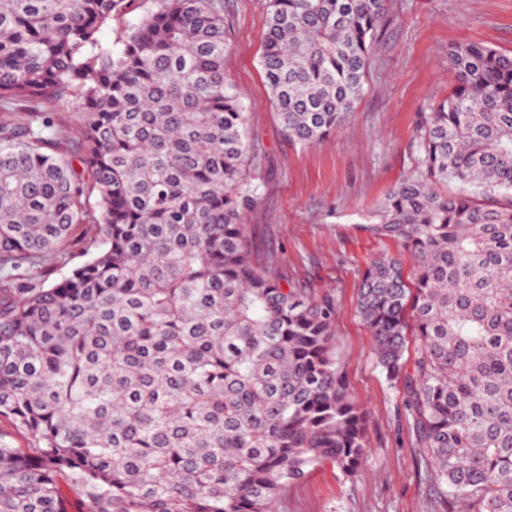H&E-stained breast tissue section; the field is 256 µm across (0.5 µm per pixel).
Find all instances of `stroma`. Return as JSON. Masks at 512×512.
Returning a JSON list of instances; mask_svg holds the SVG:
<instances>
[{
    "label": "stroma",
    "mask_w": 512,
    "mask_h": 512,
    "mask_svg": "<svg viewBox=\"0 0 512 512\" xmlns=\"http://www.w3.org/2000/svg\"><path fill=\"white\" fill-rule=\"evenodd\" d=\"M223 4L224 76L246 107L254 152L249 242L276 257L277 275L292 286L333 293L337 352L354 399L370 412L362 472L348 481L320 467L289 487L279 512H434L425 467L394 408L396 390L357 313L364 268L388 255L408 269L412 258L361 224L414 168L416 115L453 83L449 47L472 41L512 54V0H389L366 97L336 135L309 147L285 139L268 98L259 66L267 0Z\"/></svg>",
    "instance_id": "35a3bbf8"
}]
</instances>
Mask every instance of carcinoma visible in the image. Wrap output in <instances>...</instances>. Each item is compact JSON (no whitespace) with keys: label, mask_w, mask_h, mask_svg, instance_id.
Wrapping results in <instances>:
<instances>
[{"label":"carcinoma","mask_w":512,"mask_h":512,"mask_svg":"<svg viewBox=\"0 0 512 512\" xmlns=\"http://www.w3.org/2000/svg\"><path fill=\"white\" fill-rule=\"evenodd\" d=\"M131 2L0 0V512H277L319 467L358 474L369 413L333 295L288 285L249 244L224 11L154 0L102 48ZM388 5L268 0L260 66L289 141L345 124ZM448 69L416 170L365 226L413 270L375 259L358 312L440 512H512V54L460 42ZM61 99L80 123L69 149L49 112L7 111ZM88 223L89 258L47 282L41 263ZM153 0H135L129 12L119 20L112 21L101 34V43L103 47L116 49L123 31L136 24L144 12L151 7Z\"/></svg>","instance_id":"carcinoma-1"}]
</instances>
